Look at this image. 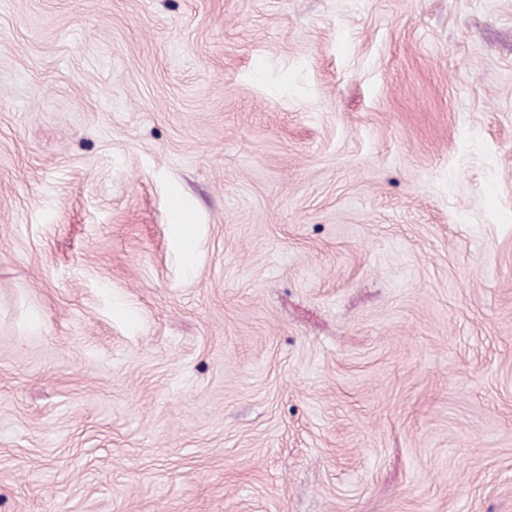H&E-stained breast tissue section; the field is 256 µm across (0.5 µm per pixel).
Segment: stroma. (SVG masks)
<instances>
[{
    "label": "stroma",
    "mask_w": 512,
    "mask_h": 512,
    "mask_svg": "<svg viewBox=\"0 0 512 512\" xmlns=\"http://www.w3.org/2000/svg\"><path fill=\"white\" fill-rule=\"evenodd\" d=\"M0 512H512V0H0Z\"/></svg>",
    "instance_id": "1"
}]
</instances>
